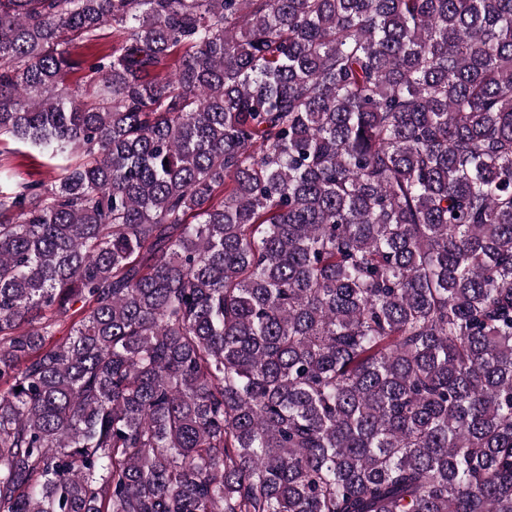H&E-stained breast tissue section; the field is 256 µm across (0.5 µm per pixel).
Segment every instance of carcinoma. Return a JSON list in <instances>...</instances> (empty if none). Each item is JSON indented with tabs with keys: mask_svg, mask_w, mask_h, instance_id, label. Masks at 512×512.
<instances>
[{
	"mask_svg": "<svg viewBox=\"0 0 512 512\" xmlns=\"http://www.w3.org/2000/svg\"><path fill=\"white\" fill-rule=\"evenodd\" d=\"M6 138L0 512H512V0H0ZM17 149L22 153H16ZM0 151V172L2 175L7 172L17 180L50 182L61 175L60 168L66 164L60 160L49 162L24 156L28 154V149L11 141L0 144Z\"/></svg>",
	"mask_w": 512,
	"mask_h": 512,
	"instance_id": "carcinoma-1",
	"label": "carcinoma"
}]
</instances>
